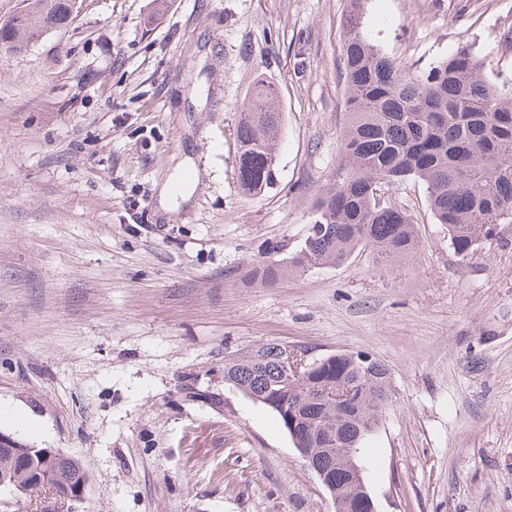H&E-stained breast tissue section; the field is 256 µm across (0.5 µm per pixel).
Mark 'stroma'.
Returning <instances> with one entry per match:
<instances>
[{"label":"stroma","mask_w":512,"mask_h":512,"mask_svg":"<svg viewBox=\"0 0 512 512\" xmlns=\"http://www.w3.org/2000/svg\"><path fill=\"white\" fill-rule=\"evenodd\" d=\"M344 7L79 0L0 48V432L88 474L83 501L27 512H333L280 420L224 380L267 343L387 368L358 456L378 512H512V222L459 257L407 180L385 192L413 255L252 277L287 263L344 173ZM364 32L408 69L466 48L512 82V0H368ZM259 78L279 96L278 176L247 195Z\"/></svg>","instance_id":"1"}]
</instances>
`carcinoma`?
I'll use <instances>...</instances> for the list:
<instances>
[{
  "instance_id": "obj_1",
  "label": "carcinoma",
  "mask_w": 512,
  "mask_h": 512,
  "mask_svg": "<svg viewBox=\"0 0 512 512\" xmlns=\"http://www.w3.org/2000/svg\"><path fill=\"white\" fill-rule=\"evenodd\" d=\"M72 0H32L29 10L0 27V43L21 48L71 18ZM367 0H347L343 66L347 125L341 148L345 176L312 205L313 220L303 245L288 264L262 263L254 270L269 283L286 272L339 264L361 247L388 259L417 249L413 223L381 194L382 185L421 181L438 224L464 258L493 224L512 219V83L498 82L485 59L458 50L418 73L399 65L363 32ZM281 112L270 85L255 84L241 112L239 188L259 194L277 172ZM277 345L224 363V380L274 412L296 448H326L316 460L329 462L338 448L361 447L382 410L392 402L388 370L359 353L340 352L317 360L308 374L284 384ZM348 390L347 405L322 399L324 388Z\"/></svg>"
}]
</instances>
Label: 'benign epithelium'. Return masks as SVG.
<instances>
[{
	"mask_svg": "<svg viewBox=\"0 0 512 512\" xmlns=\"http://www.w3.org/2000/svg\"><path fill=\"white\" fill-rule=\"evenodd\" d=\"M279 362L280 372L289 382L300 379L302 371L309 366L306 355L287 345L281 347ZM298 452L330 496L334 512H349L352 507L351 500L354 498L366 504L367 512H378L375 501L367 489L363 469L356 463V449L348 448L343 451L342 456V465L351 475V486L355 494L353 498L337 489L327 477L326 472L313 462L312 450L300 448ZM34 453L41 456L42 466L48 471L57 470L69 461V458L63 454L49 448H25L13 437L0 435V457L3 458L0 462V487L7 490L14 500L20 501L31 493L44 489L42 480L26 478L25 466L17 462L18 458H28ZM86 487L85 480L81 479L72 485L58 483L52 488V492L66 501L78 502L84 498Z\"/></svg>",
	"mask_w": 512,
	"mask_h": 512,
	"instance_id": "7a95c632",
	"label": "benign epithelium"
}]
</instances>
